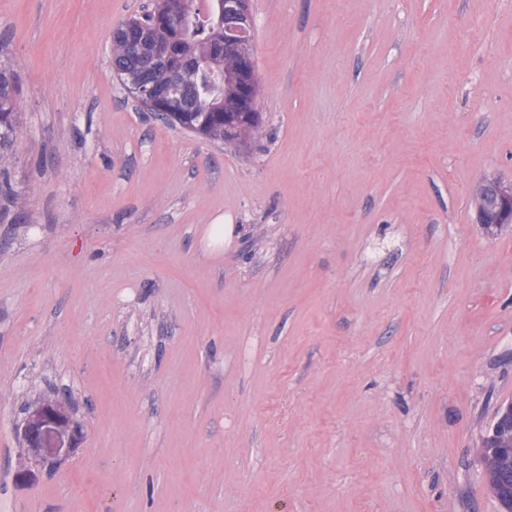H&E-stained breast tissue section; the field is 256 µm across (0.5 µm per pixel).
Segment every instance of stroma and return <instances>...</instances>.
<instances>
[{"label":"stroma","instance_id":"stroma-1","mask_svg":"<svg viewBox=\"0 0 512 512\" xmlns=\"http://www.w3.org/2000/svg\"><path fill=\"white\" fill-rule=\"evenodd\" d=\"M152 3L0 0V512H501L512 231L470 191L512 180V0H250L244 147L128 96L112 33ZM48 393L87 435L24 477ZM19 89L14 70L0 65V155L11 149L20 135L17 124ZM496 455L499 457L508 455L498 460L497 467L494 466L491 473L487 472L489 486L494 497L498 499L499 490L498 482L503 483L505 480L512 486V468L508 458H512V443L509 447H497Z\"/></svg>","mask_w":512,"mask_h":512}]
</instances>
